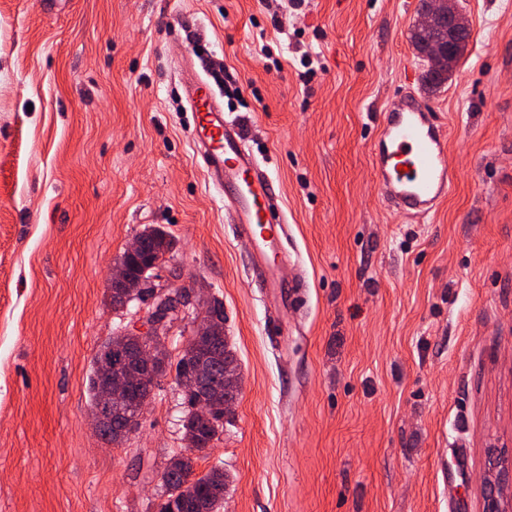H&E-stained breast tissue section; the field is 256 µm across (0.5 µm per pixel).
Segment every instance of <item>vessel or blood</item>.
I'll return each instance as SVG.
<instances>
[{
    "label": "vessel or blood",
    "mask_w": 512,
    "mask_h": 512,
    "mask_svg": "<svg viewBox=\"0 0 512 512\" xmlns=\"http://www.w3.org/2000/svg\"><path fill=\"white\" fill-rule=\"evenodd\" d=\"M184 91L192 111L194 149L212 184L223 192L236 233L253 244L251 263L262 287L292 301L304 279L284 274L288 226L274 182L247 148L237 119L226 116L210 81L185 82ZM371 154L378 179L390 191L389 206L411 219L430 216L451 191L448 135L433 107L418 97L383 113Z\"/></svg>",
    "instance_id": "vessel-or-blood-1"
}]
</instances>
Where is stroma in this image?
<instances>
[{
	"label": "stroma",
	"mask_w": 512,
	"mask_h": 512,
	"mask_svg": "<svg viewBox=\"0 0 512 512\" xmlns=\"http://www.w3.org/2000/svg\"><path fill=\"white\" fill-rule=\"evenodd\" d=\"M459 7L473 36L431 92L420 0H0V512L160 502L185 446L173 376L117 445L86 392L138 319L107 288L147 224L176 243L154 285L220 300L236 349L231 421L194 460L230 475L222 512H483L486 451L512 448V0ZM198 44L235 74L224 108L280 193L305 279L285 314L189 138ZM408 95L456 173L420 221L389 208L369 148ZM411 42L413 43L415 50L417 51L419 57L429 59H434L436 62L434 65L426 67L423 72V82L426 87L429 89H436L441 85L448 82V79L452 76L454 70L450 71L448 74V56H436L430 57L428 54V43L425 39L417 32H414V29L411 32Z\"/></svg>",
	"instance_id": "35a3bbf8"
}]
</instances>
